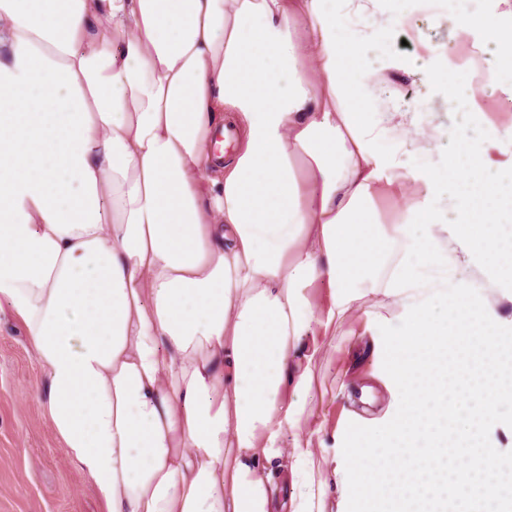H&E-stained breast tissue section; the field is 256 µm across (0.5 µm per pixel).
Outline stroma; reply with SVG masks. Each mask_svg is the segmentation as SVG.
Returning <instances> with one entry per match:
<instances>
[{"mask_svg": "<svg viewBox=\"0 0 512 512\" xmlns=\"http://www.w3.org/2000/svg\"><path fill=\"white\" fill-rule=\"evenodd\" d=\"M507 9L505 0H415L385 45L363 40L361 58L377 80L375 109L421 110L436 135L430 164H443L461 139L481 138L485 130L465 106L468 78L451 96L430 82L426 71L436 58L476 62L490 118L499 129L512 126V103L500 92L512 72L498 42L478 31L466 39L458 34L465 14ZM404 321L401 304L371 293L355 302L340 328H316L303 342L294 364L310 368L312 385L285 395L302 410V440L340 459L353 434L383 432L397 408L384 345ZM310 351L316 357L309 363ZM44 381L9 304L0 300V512H99L94 490L81 483L49 431L35 397Z\"/></svg>", "mask_w": 512, "mask_h": 512, "instance_id": "obj_1", "label": "stroma"}]
</instances>
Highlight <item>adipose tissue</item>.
<instances>
[{
    "mask_svg": "<svg viewBox=\"0 0 512 512\" xmlns=\"http://www.w3.org/2000/svg\"><path fill=\"white\" fill-rule=\"evenodd\" d=\"M328 3L0 0V299L100 512H326L332 483L354 485V512L512 505V454L483 436L512 403V335L479 283L512 284L494 233L512 221V128L427 165L423 120L373 108L350 25L386 38L411 0ZM228 112L227 158L214 143ZM381 180L421 187L401 222L378 220ZM359 288L409 308L386 341L398 409L345 462L319 463L280 446L300 428L284 395L310 385L289 363L315 326L345 322Z\"/></svg>",
    "mask_w": 512,
    "mask_h": 512,
    "instance_id": "1",
    "label": "adipose tissue"
}]
</instances>
